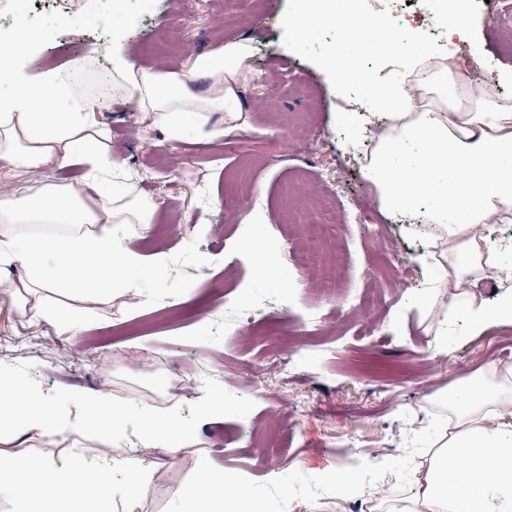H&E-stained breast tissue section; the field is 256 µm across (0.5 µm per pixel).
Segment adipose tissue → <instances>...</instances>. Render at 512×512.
<instances>
[{
	"label": "adipose tissue",
	"instance_id": "ef3b65f1",
	"mask_svg": "<svg viewBox=\"0 0 512 512\" xmlns=\"http://www.w3.org/2000/svg\"><path fill=\"white\" fill-rule=\"evenodd\" d=\"M386 28L384 51L404 52V79L374 86V114L382 134L366 164L380 206L409 226L435 225V262L447 267L461 289L443 305L449 323L480 334L489 325L512 324V294L495 301L474 286L498 263L492 235L479 228L512 223V104L475 95L459 57L449 55L443 72L425 65L424 49L384 18L350 19L348 40L364 27ZM36 33H22L0 49V166L15 171L80 165L81 184H43L0 201V294L28 319L72 325L81 304L108 303L140 294L133 276L147 259L134 237L153 222L155 205L123 187L99 188L98 174L115 163L101 129L99 108L72 74L44 70L31 79L15 56L31 52ZM249 56L238 41L202 54L192 76L139 68L123 41L112 42L108 88L113 98L151 113L171 142L186 132L223 136L214 113L237 117L235 86ZM422 92L413 95L409 81ZM18 277H10V270ZM59 288L74 299L61 306L43 297ZM83 412L72 420L60 401L0 371V504L8 512H112L115 501L145 496L151 476L107 449L128 421L138 422L145 447L174 456L195 433L193 419L174 408L135 402L115 404L105 394L77 397ZM449 421H436L427 464L411 480L407 496L384 500L382 512H512V369L456 386L448 399ZM90 429L103 447L94 467L73 462L31 463L13 451L19 436L61 435ZM223 470L208 468L180 493L182 503H210L209 512H268L258 495L243 497Z\"/></svg>",
	"mask_w": 512,
	"mask_h": 512
}]
</instances>
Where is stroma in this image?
Listing matches in <instances>:
<instances>
[{
  "mask_svg": "<svg viewBox=\"0 0 512 512\" xmlns=\"http://www.w3.org/2000/svg\"><path fill=\"white\" fill-rule=\"evenodd\" d=\"M117 0L102 9L121 13L125 43L141 69L189 74L197 56L242 40L252 52L237 88L242 119L214 140L187 134L167 141L151 114L131 102L109 100L100 118L112 157L137 191L155 204L148 231L134 238L142 254L163 263L136 271L146 304L126 309L94 305L85 321L63 327L27 320L0 296V338L31 340L26 353L0 356V370L34 382L56 398L79 392L109 393L163 407L176 402L195 414L209 391L222 390L223 418L201 423L196 442L178 457L154 452L144 464L151 487L135 503L115 502L112 512H173L177 494L204 465H215L261 494L271 512H349L355 493L336 483L340 473L363 481H397L395 459L416 457L431 440L428 412L463 380L512 358V325H493L477 336L454 329L441 345V322L421 302L435 282L422 263L428 235L411 233L384 213L354 153L336 125L351 92L320 65L345 41L337 24L305 43L284 20L301 0ZM55 0H42L26 20L41 37L23 63L31 77L60 67L59 55L90 59L87 92L98 95L112 58V27L72 38L58 23ZM470 51L481 63L474 76L512 71V0H496L491 16L472 13ZM272 109L257 108L258 99ZM82 167L12 171L0 168V199L48 182L79 181ZM302 184L324 205L304 211L300 223L282 220L287 189ZM357 210L338 233L333 257L346 268L353 293H376L371 307L319 306L320 323L305 336L289 334L283 317L303 318L305 279L276 277L296 252L302 234L327 210ZM252 216L271 271L251 263L241 243V222ZM237 308L225 312V300ZM322 351L294 373L280 363L298 345ZM81 434L30 440L29 457L69 463Z\"/></svg>",
  "mask_w": 512,
  "mask_h": 512,
  "instance_id": "stroma-1",
  "label": "stroma"
}]
</instances>
